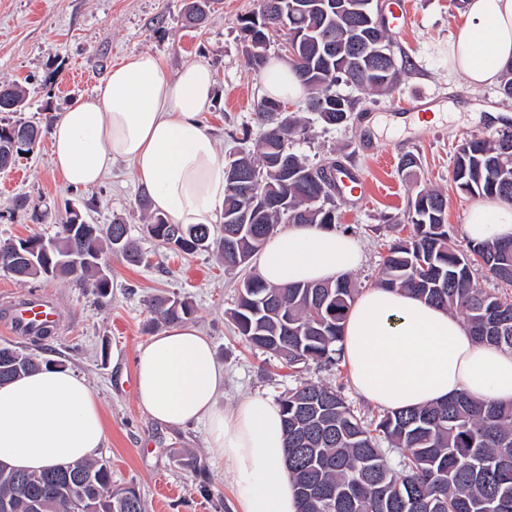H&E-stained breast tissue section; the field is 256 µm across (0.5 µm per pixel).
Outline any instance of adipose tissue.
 Masks as SVG:
<instances>
[{"label":"adipose tissue","instance_id":"obj_1","mask_svg":"<svg viewBox=\"0 0 512 512\" xmlns=\"http://www.w3.org/2000/svg\"><path fill=\"white\" fill-rule=\"evenodd\" d=\"M452 69L471 88L499 83L512 64V0H467L448 45ZM265 96L292 101L305 91L291 66L272 58L261 73ZM215 79L203 62L167 75L147 52L126 56L50 133L52 163L74 186H92L114 162L132 163L154 211L173 224L216 223L223 208L224 161L204 122ZM471 240L512 239V204L476 201L464 226ZM363 261L345 234L298 224L274 233L256 258L268 284L333 281ZM355 391L399 411L460 391L512 403V350L478 342L464 322L413 295L365 290L350 309L340 343ZM136 394L156 421L201 423L207 442L234 477L239 512H298L286 467L281 409L253 394L221 409L224 366L192 324L166 327L138 346ZM107 439L95 391L82 379L43 368L0 385V463L28 472L91 458Z\"/></svg>","mask_w":512,"mask_h":512}]
</instances>
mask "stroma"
I'll return each mask as SVG.
<instances>
[{
    "label": "stroma",
    "instance_id": "stroma-1",
    "mask_svg": "<svg viewBox=\"0 0 512 512\" xmlns=\"http://www.w3.org/2000/svg\"><path fill=\"white\" fill-rule=\"evenodd\" d=\"M185 5L186 0H0V84L26 89V118L48 131L72 100L94 89L93 83L74 80L76 69L101 80L125 56L149 52L172 76L183 63L200 60L215 74L214 100L204 120L220 156L228 157L245 147L238 136L242 126L260 129L256 104L262 81L248 63L238 28L239 17L257 9L259 0H212L198 30L185 27ZM404 7L407 22L394 29L392 51L397 63L410 68L394 91H353V117L338 128L325 126L304 100L293 104L306 124L295 151L313 163L333 158L356 167L367 182L365 198L337 201L342 224L363 248L364 261L352 276L365 289L373 287L388 244L409 234L403 213L408 197L420 189L447 193L449 230L458 247H465L463 227L474 199L455 187L451 162L465 139L512 126V99L498 86L472 89L448 68V43L463 15L458 0H404ZM416 95L441 104L444 118L419 129L391 126V118L406 115ZM406 154L418 165L402 171L398 162ZM144 193L123 161L98 186L68 184L54 170L45 139L14 168L0 171V240L54 236L68 209L77 207L89 223L127 224L129 238L147 258L135 266L112 256L114 288L105 298L69 278L20 282L0 272V311L6 301L41 290L59 315L54 335L41 340L0 327V347L11 344L58 362L96 391L108 431L98 456L111 466L113 489L135 488L145 512H233L232 477L208 448L204 425L163 426L138 402L134 358L138 345L156 332L148 308L153 297L170 295L193 305V324L211 339L224 365L218 398L224 409L255 393L275 399L308 381L340 390L365 419L381 411L358 396L349 372L313 363L291 368L252 348L230 316L240 272L224 269L213 252L185 255L151 239L143 230ZM21 197L27 208H16Z\"/></svg>",
    "mask_w": 512,
    "mask_h": 512
}]
</instances>
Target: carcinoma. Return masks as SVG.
Here are the masks:
<instances>
[{"mask_svg":"<svg viewBox=\"0 0 512 512\" xmlns=\"http://www.w3.org/2000/svg\"><path fill=\"white\" fill-rule=\"evenodd\" d=\"M374 0H260L258 11L240 19L250 64L260 71L274 38L298 46L293 68L304 86L307 109L328 126L349 122L356 102L339 88L384 94L400 82L397 63L378 64V52L393 55L392 21L372 24ZM210 13V0H192L185 7L190 25L199 28ZM288 18V28L276 18ZM27 91L16 84L0 86V112H23ZM271 102L262 98L258 119L262 130L247 151L251 177L260 202L250 206L226 163L224 235L212 238L205 225L170 224L149 217L147 232L161 244L191 255L214 249L226 269H238L236 256L254 258L281 224L339 227L336 196L341 194L332 162L315 165L294 151L306 126L294 113L273 117ZM36 124L0 119V151L28 154L33 145L13 147L11 129ZM452 180L473 197L496 196L512 203V131L494 138L474 137L453 159ZM448 198L423 189L408 198L412 231L388 244L375 279L378 288L406 291L421 301L458 314L474 338L512 350V296L482 287L477 272L512 287V240L467 243L452 241L446 222ZM248 213L249 229L229 239L230 219ZM69 212L51 238L54 248L37 263L23 257L40 235L0 241V270L28 281L71 276L101 298L112 293V278L101 274L106 257L119 253L138 265L142 255L128 239L114 245L111 229L126 235L127 226L74 224ZM248 287L239 292L232 312L238 333L251 346L272 352L290 367L307 362L331 367L342 360L341 340L348 312L358 295L349 277L335 282L276 287L256 273L244 275ZM155 325L180 324L194 313L186 300L156 297L149 304ZM40 367L15 346L0 347V384ZM283 413L286 459L300 512H512V403L476 399L464 392L425 407L386 412L372 421L357 414L340 391L301 383L278 399ZM399 453L394 468L379 446L380 439ZM112 491V470L103 460L88 459L27 473L0 466V504L10 512H143L141 498L127 500Z\"/></svg>","mask_w":512,"mask_h":512,"instance_id":"1","label":"carcinoma"}]
</instances>
